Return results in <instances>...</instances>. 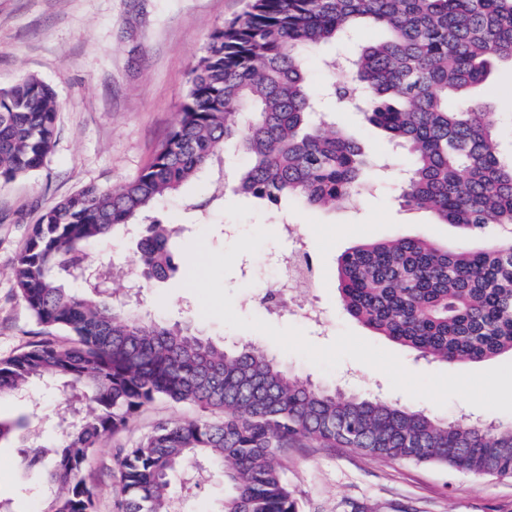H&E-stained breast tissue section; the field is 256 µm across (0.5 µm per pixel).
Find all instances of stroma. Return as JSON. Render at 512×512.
Returning a JSON list of instances; mask_svg holds the SVG:
<instances>
[{
	"instance_id": "1",
	"label": "stroma",
	"mask_w": 512,
	"mask_h": 512,
	"mask_svg": "<svg viewBox=\"0 0 512 512\" xmlns=\"http://www.w3.org/2000/svg\"><path fill=\"white\" fill-rule=\"evenodd\" d=\"M247 0H0V87L34 75L51 86L59 102L57 136L44 165L10 182L0 181V358L25 350L38 339L39 327L22 301L12 267L38 217L62 198L95 184L117 189L138 176L175 125L190 73L212 33L240 16ZM478 93L490 101L504 149L512 148V64L495 68ZM322 106L337 128L352 133L375 155H393L394 171L361 192L349 205L312 209L291 200L274 206L233 192L208 209L200 204L212 193L209 179L183 186L163 200L156 218L182 227L170 247L185 257L186 247L204 236L221 250L238 235L264 227L275 234L257 254L240 255L225 279L235 312L267 319L278 328L296 327L315 345L331 344L345 329L396 354L417 374L466 373L498 367L486 362H428L403 346L364 327L339 303L337 261L364 240L422 236L451 246L466 244L454 227L435 223L426 212L401 206L399 175L408 154L368 125L356 108L330 98ZM316 265L317 288L308 304L321 308L325 330L313 328L298 308L267 316L260 301L278 278L277 259L286 248L283 223ZM89 264L117 263L136 275L133 243L108 239L86 250ZM182 274L146 283L142 315L169 324L188 325L199 334L229 344L254 343L285 367L313 383L352 392L379 394L408 405L430 407L393 390L388 377L346 359L324 372L304 357L283 351L254 330L232 329L201 315L196 295L184 288ZM199 409L159 400L134 415L97 449L83 477L94 487L96 512H115L118 476L115 456L137 446L161 420L200 417ZM14 448L0 447V501L10 512H44L46 502L34 477L21 476ZM286 477L299 512H512V477H473L443 467L382 462L346 448L292 447ZM173 493L181 512H219L224 476L212 468L202 475H176Z\"/></svg>"
}]
</instances>
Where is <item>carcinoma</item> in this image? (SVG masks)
<instances>
[{
	"mask_svg": "<svg viewBox=\"0 0 512 512\" xmlns=\"http://www.w3.org/2000/svg\"><path fill=\"white\" fill-rule=\"evenodd\" d=\"M385 32L354 47L328 94L365 105L367 121L405 148L400 203L455 224L479 244L453 248L425 237L366 240L338 259L342 307L375 334L429 362L512 358V156L474 97L495 62H512V0H249L217 29L193 68L177 123L151 162L117 190L87 186L34 225L13 267L20 296L47 336L0 360V398L41 380L70 391L62 433L30 440L29 416H0V444L19 471L41 474L45 512H94L82 477L104 439L158 399L206 412L158 424L118 456V512H178L169 476L202 459L224 472L220 512H298L285 476L288 447L310 442L383 461L446 467L478 477L512 476V423L478 428L384 398L312 384L248 343L218 344L188 327L138 314L95 277L85 249L137 238L146 273L175 270L173 224H142L191 179L241 154L235 190L268 204L311 208L350 200L376 178L360 142L318 109L308 75L313 54ZM52 88L26 76L0 88V180L43 166L55 143ZM224 153H219V150ZM496 229L487 236L484 230ZM83 277L84 291L69 283ZM69 336L62 343L53 336Z\"/></svg>",
	"mask_w": 512,
	"mask_h": 512,
	"instance_id": "1",
	"label": "carcinoma"
}]
</instances>
